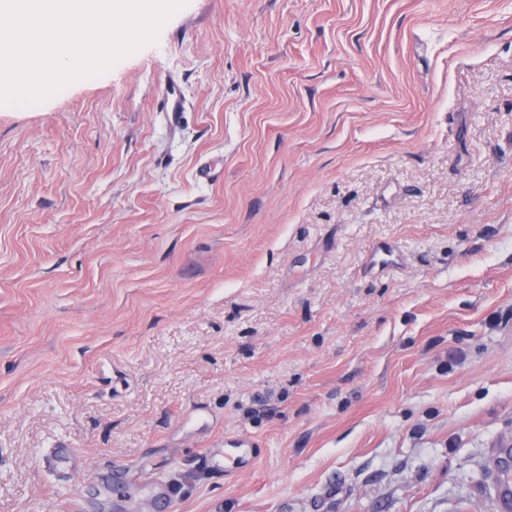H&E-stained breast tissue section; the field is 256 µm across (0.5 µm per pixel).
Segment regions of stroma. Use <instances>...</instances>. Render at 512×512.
Returning <instances> with one entry per match:
<instances>
[{"label":"stroma","instance_id":"stroma-1","mask_svg":"<svg viewBox=\"0 0 512 512\" xmlns=\"http://www.w3.org/2000/svg\"><path fill=\"white\" fill-rule=\"evenodd\" d=\"M510 444L512 0H189L0 106V512H497ZM397 261L395 249L388 242H378L375 244L367 257V263L370 268H381L393 265Z\"/></svg>","mask_w":512,"mask_h":512}]
</instances>
